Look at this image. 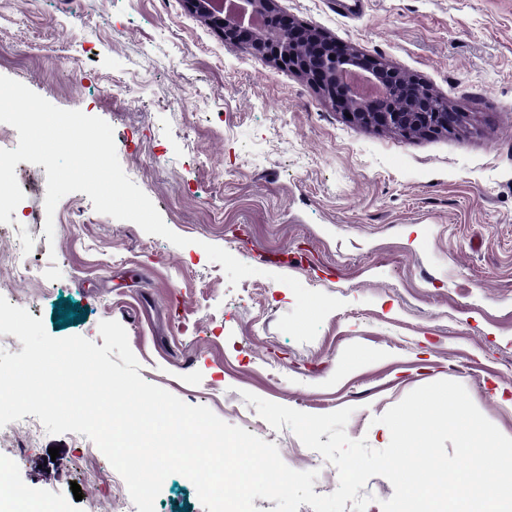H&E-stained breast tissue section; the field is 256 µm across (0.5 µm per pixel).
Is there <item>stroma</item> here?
<instances>
[{
    "mask_svg": "<svg viewBox=\"0 0 512 512\" xmlns=\"http://www.w3.org/2000/svg\"><path fill=\"white\" fill-rule=\"evenodd\" d=\"M278 10L421 78L461 123L417 137L360 126L182 0H0V75L108 122L126 175L191 240L176 247L83 193L59 201L46 237V169L21 162L24 198L0 224V258L23 244L27 271L0 273V296L55 338L100 346V322L118 321L146 382L275 444L290 468L317 471L313 491L327 495L336 467L272 428L244 392L310 414L352 408L348 436L381 449L390 432L379 416L452 380L512 437V0ZM216 152L220 172L207 163ZM207 243L257 275L230 284ZM281 274L345 302L311 342L277 328L295 306ZM64 298L86 320L57 326ZM0 460L30 502L108 512V488L85 472L112 466L85 435L48 434L27 415L0 428ZM155 512L205 510L173 474Z\"/></svg>",
    "mask_w": 512,
    "mask_h": 512,
    "instance_id": "1",
    "label": "stroma"
}]
</instances>
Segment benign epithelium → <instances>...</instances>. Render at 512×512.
I'll use <instances>...</instances> for the list:
<instances>
[{
	"label": "benign epithelium",
	"mask_w": 512,
	"mask_h": 512,
	"mask_svg": "<svg viewBox=\"0 0 512 512\" xmlns=\"http://www.w3.org/2000/svg\"><path fill=\"white\" fill-rule=\"evenodd\" d=\"M246 10L265 18L255 29L236 15L214 9V0H183L186 10L227 40L286 65L301 74L351 120L370 128L406 132L421 127L426 134L453 130L462 116L438 108L423 93L422 82L384 61L339 46L326 33L305 26L275 10L276 0H244Z\"/></svg>",
	"instance_id": "1"
}]
</instances>
